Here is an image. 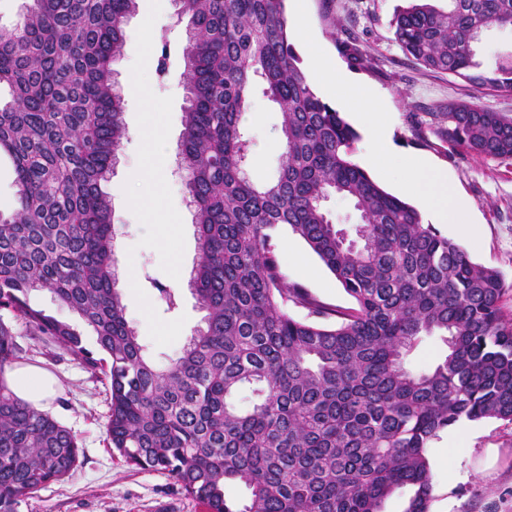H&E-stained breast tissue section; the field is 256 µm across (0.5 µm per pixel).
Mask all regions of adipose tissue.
<instances>
[{
  "instance_id": "ef3b65f1",
  "label": "adipose tissue",
  "mask_w": 512,
  "mask_h": 512,
  "mask_svg": "<svg viewBox=\"0 0 512 512\" xmlns=\"http://www.w3.org/2000/svg\"><path fill=\"white\" fill-rule=\"evenodd\" d=\"M362 119L373 142L371 153L362 158L363 166L384 171L397 164H405L406 192L419 198L426 208V218L434 224L464 223L467 204L449 184L447 175L426 159L415 157L402 162L386 136L387 117L380 112L363 113ZM5 380L13 393L35 408H45L56 392V381L44 369L20 365L8 369Z\"/></svg>"
}]
</instances>
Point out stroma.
<instances>
[{
    "label": "stroma",
    "instance_id": "35a3bbf8",
    "mask_svg": "<svg viewBox=\"0 0 512 512\" xmlns=\"http://www.w3.org/2000/svg\"><path fill=\"white\" fill-rule=\"evenodd\" d=\"M404 0H288V16L311 22L315 47L301 66L314 91L351 126L360 111L391 116L390 139L405 157L420 156L445 171L455 191L470 206L475 238L462 237L456 225L439 232L464 247L474 262L497 269L511 287L503 298L512 313V159H485L440 140L433 130L441 112L460 101H474L512 117V93L476 91L463 80L412 63L394 39L391 20ZM187 21L173 0H137L125 25L126 51L115 65L124 90L128 136L103 190L112 199L118 287L126 318L156 365L176 358L202 323L203 313L178 271H191L197 256L192 210L186 205L185 179L178 169L184 98L182 48ZM167 40L169 70L157 75L143 67L141 44ZM368 58L353 60L349 47ZM330 58L340 74L357 76L371 90L362 98L338 78L320 83L316 69ZM241 125L252 139L250 171L271 179L282 154L280 115L262 95H254ZM164 140L168 160L161 183L142 179L156 140ZM278 253L289 282L331 307L353 300L299 238L281 230ZM179 297L176 309L161 301L160 287ZM20 348L17 362L49 371L59 390L49 413L77 434L81 463L74 474L42 489L21 512H203L167 474L131 469L108 447L109 404L102 382L63 352L47 353L24 323L12 324ZM428 450L433 472L431 512H512V424L462 420Z\"/></svg>",
    "mask_w": 512,
    "mask_h": 512
}]
</instances>
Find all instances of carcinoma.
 <instances>
[{"label":"carcinoma","mask_w":512,"mask_h":512,"mask_svg":"<svg viewBox=\"0 0 512 512\" xmlns=\"http://www.w3.org/2000/svg\"><path fill=\"white\" fill-rule=\"evenodd\" d=\"M188 18L178 158L199 257L189 285L203 325L165 367L148 360L115 273L112 204L101 182L127 136L113 64L136 0H31L0 25V154L18 196L0 210V512L79 466L72 431L17 398L3 374L19 347L6 319L105 381L106 440L138 470L165 471L206 512H430L428 448L462 419L512 424V314L501 273L422 222L354 160L358 133L313 90L290 42L285 0H173ZM407 0L392 20L407 58L473 87L512 92V45L489 63L477 46L512 28V0ZM260 92L280 112L277 176L247 173L240 117ZM436 134L477 156L512 159V118L471 102ZM358 214L347 243L325 202ZM285 227L354 306L330 307L280 269ZM47 291L81 320L29 303ZM307 310L303 319L289 306ZM438 335L444 357L413 373L405 358ZM252 406L240 410L236 392ZM247 491L229 500L224 487Z\"/></svg>","instance_id":"cac0c4a2"}]
</instances>
